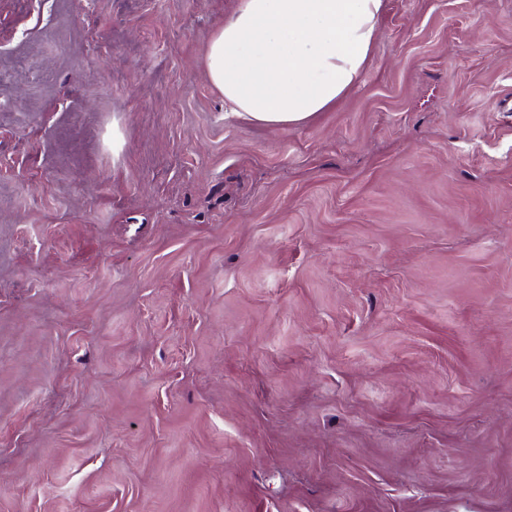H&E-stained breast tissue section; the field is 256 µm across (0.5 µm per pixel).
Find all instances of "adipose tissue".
<instances>
[{
  "label": "adipose tissue",
  "instance_id": "1",
  "mask_svg": "<svg viewBox=\"0 0 512 512\" xmlns=\"http://www.w3.org/2000/svg\"><path fill=\"white\" fill-rule=\"evenodd\" d=\"M384 0H237L205 67L231 115L276 127L331 110L358 83Z\"/></svg>",
  "mask_w": 512,
  "mask_h": 512
}]
</instances>
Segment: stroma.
I'll list each match as a JSON object with an SVG mask.
<instances>
[{"mask_svg":"<svg viewBox=\"0 0 512 512\" xmlns=\"http://www.w3.org/2000/svg\"><path fill=\"white\" fill-rule=\"evenodd\" d=\"M235 6L0 0V512H512V0L278 128Z\"/></svg>","mask_w":512,"mask_h":512,"instance_id":"1","label":"stroma"}]
</instances>
